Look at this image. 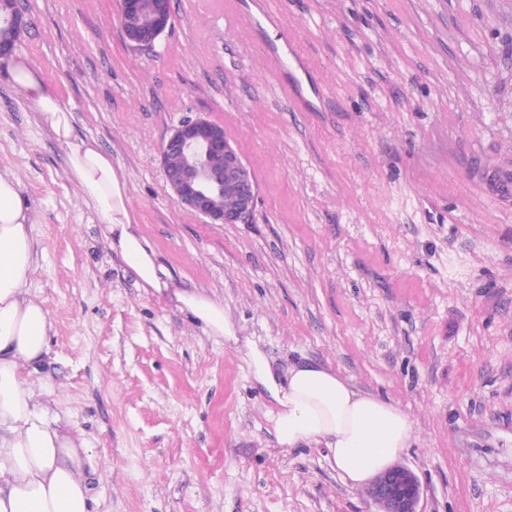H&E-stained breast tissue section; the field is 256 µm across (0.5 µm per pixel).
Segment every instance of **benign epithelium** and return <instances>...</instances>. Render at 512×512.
Masks as SVG:
<instances>
[{
	"label": "benign epithelium",
	"mask_w": 512,
	"mask_h": 512,
	"mask_svg": "<svg viewBox=\"0 0 512 512\" xmlns=\"http://www.w3.org/2000/svg\"><path fill=\"white\" fill-rule=\"evenodd\" d=\"M5 26L21 34L25 24L15 0ZM171 0H121L120 26L129 45L151 49L172 24ZM164 177L175 203L209 224H247L254 215L257 187L250 167L224 135V126L204 116L180 122L161 148ZM378 512H420L421 486L403 465L380 474L368 489Z\"/></svg>",
	"instance_id": "1"
}]
</instances>
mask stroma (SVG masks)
Returning a JSON list of instances; mask_svg holds the SVG:
<instances>
[{
    "instance_id": "35a3bbf8",
    "label": "stroma",
    "mask_w": 512,
    "mask_h": 512,
    "mask_svg": "<svg viewBox=\"0 0 512 512\" xmlns=\"http://www.w3.org/2000/svg\"><path fill=\"white\" fill-rule=\"evenodd\" d=\"M17 3L16 55L123 173L177 284L275 364L306 357L398 403L422 512H512V0H274L312 111L225 0H172L149 50L126 43L120 0ZM197 115L251 168L250 223L171 196L162 143ZM0 171L32 213L46 397L90 450L96 512H374L328 449L277 445L242 352L136 288L3 62Z\"/></svg>"
}]
</instances>
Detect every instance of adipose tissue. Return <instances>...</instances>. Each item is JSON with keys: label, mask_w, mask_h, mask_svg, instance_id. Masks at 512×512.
I'll use <instances>...</instances> for the list:
<instances>
[{"label": "adipose tissue", "mask_w": 512, "mask_h": 512, "mask_svg": "<svg viewBox=\"0 0 512 512\" xmlns=\"http://www.w3.org/2000/svg\"><path fill=\"white\" fill-rule=\"evenodd\" d=\"M9 73L68 147L83 200L137 287L188 313L207 336L242 347L254 385L271 403L278 446L328 448L337 473L358 488L390 468L415 437L410 416L322 364L275 367L257 342L238 336L221 301L178 287L131 216L123 176L95 143L74 137L55 86L22 58L12 60ZM19 186L0 173V512H93L95 473L86 467V443L61 425L44 398L41 368L52 317L27 283L36 254Z\"/></svg>", "instance_id": "adipose-tissue-1"}]
</instances>
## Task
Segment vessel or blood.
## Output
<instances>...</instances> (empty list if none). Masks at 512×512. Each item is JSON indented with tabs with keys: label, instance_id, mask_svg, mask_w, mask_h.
Returning a JSON list of instances; mask_svg holds the SVG:
<instances>
[{
	"label": "vessel or blood",
	"instance_id": "b4317fda",
	"mask_svg": "<svg viewBox=\"0 0 512 512\" xmlns=\"http://www.w3.org/2000/svg\"><path fill=\"white\" fill-rule=\"evenodd\" d=\"M252 9L245 17L252 26L260 31L271 30L276 34L274 41L265 45V54L274 72L295 70L299 76H307L311 64L306 56L289 39L282 19L270 0H250Z\"/></svg>",
	"mask_w": 512,
	"mask_h": 512
}]
</instances>
